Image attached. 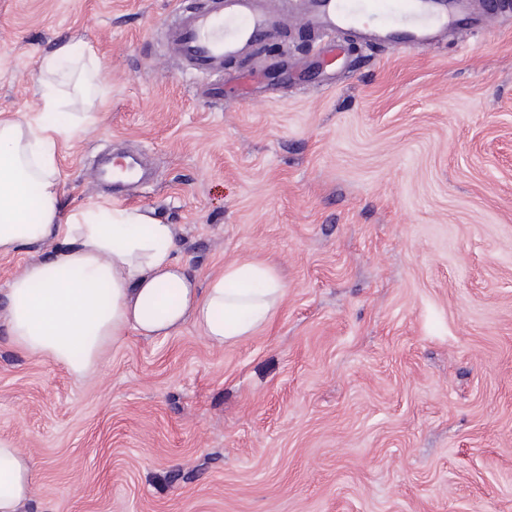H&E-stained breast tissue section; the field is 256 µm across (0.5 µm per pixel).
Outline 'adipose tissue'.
Wrapping results in <instances>:
<instances>
[{"mask_svg": "<svg viewBox=\"0 0 512 512\" xmlns=\"http://www.w3.org/2000/svg\"><path fill=\"white\" fill-rule=\"evenodd\" d=\"M89 56L67 43L42 58L43 112L59 105L55 77L76 71L85 85L96 81ZM86 121L73 114L51 127L25 114L0 116V255L63 243L50 255L32 258L9 281L0 327L10 343L83 380L131 333L166 337L190 322L221 346L267 325L286 288L266 263H230L203 287L176 256L173 225L161 223L152 210L63 211L56 143ZM35 483L32 458L0 439V512H21Z\"/></svg>", "mask_w": 512, "mask_h": 512, "instance_id": "adipose-tissue-1", "label": "adipose tissue"}]
</instances>
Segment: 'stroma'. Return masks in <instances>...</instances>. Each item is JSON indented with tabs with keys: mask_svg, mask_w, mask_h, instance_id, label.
<instances>
[{
	"mask_svg": "<svg viewBox=\"0 0 512 512\" xmlns=\"http://www.w3.org/2000/svg\"><path fill=\"white\" fill-rule=\"evenodd\" d=\"M474 34L391 49L281 34L205 97L165 37L177 0H0V114L39 110L42 57L90 48L104 96L57 143L64 211L108 206L101 153L152 176L200 281L274 265L266 326L130 335L82 382L0 330V437L34 460L22 512H512V0ZM275 89L240 83L268 61ZM336 88L321 90L326 76Z\"/></svg>",
	"mask_w": 512,
	"mask_h": 512,
	"instance_id": "1",
	"label": "stroma"
}]
</instances>
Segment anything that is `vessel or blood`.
Segmentation results:
<instances>
[{"mask_svg":"<svg viewBox=\"0 0 512 512\" xmlns=\"http://www.w3.org/2000/svg\"><path fill=\"white\" fill-rule=\"evenodd\" d=\"M465 0H307L303 15L324 38L343 30L364 40L399 48L432 40L468 25ZM167 35L190 73L211 78L209 95H218L224 62L266 41L289 14L273 0H209L191 10L178 5Z\"/></svg>","mask_w":512,"mask_h":512,"instance_id":"b4317fda","label":"vessel or blood"}]
</instances>
